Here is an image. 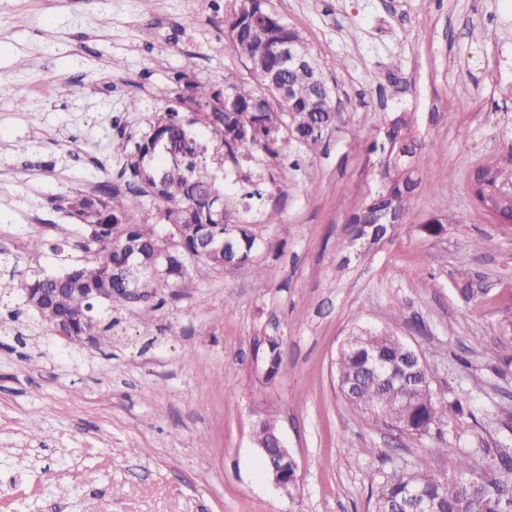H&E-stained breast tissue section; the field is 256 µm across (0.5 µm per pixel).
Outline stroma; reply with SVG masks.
I'll use <instances>...</instances> for the list:
<instances>
[{"instance_id": "1", "label": "stroma", "mask_w": 512, "mask_h": 512, "mask_svg": "<svg viewBox=\"0 0 512 512\" xmlns=\"http://www.w3.org/2000/svg\"><path fill=\"white\" fill-rule=\"evenodd\" d=\"M333 91L335 125L303 157L317 176L265 157L229 180L272 173L237 202L252 264L190 270L150 321L103 304L100 351L49 331L13 279L60 276L89 232L57 197L124 187L112 140L138 138L175 98L173 75L221 85L242 64L222 19L232 0H0V512H371L381 471L438 448L488 468L512 443V224L469 193L473 173L512 158V7L503 0H271ZM168 41L163 56L152 46ZM143 108L126 109L130 97ZM24 109H17V100ZM415 113L429 151L408 210L367 252L350 243L349 198L375 188L391 119ZM282 221L260 223L261 207ZM441 220L437 235L423 226ZM42 238L40 251L26 247ZM275 268L259 283L254 266ZM401 337L462 415L409 436L369 422L338 390L357 328ZM283 338L266 380L263 339ZM278 419L298 465L290 492L264 474L256 422Z\"/></svg>"}]
</instances>
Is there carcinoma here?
<instances>
[{
    "label": "carcinoma",
    "instance_id": "obj_1",
    "mask_svg": "<svg viewBox=\"0 0 512 512\" xmlns=\"http://www.w3.org/2000/svg\"><path fill=\"white\" fill-rule=\"evenodd\" d=\"M229 46L242 61L250 78L234 70L224 72L221 87L176 74L174 82L182 93L177 103L189 109L185 121L179 109L167 107L150 122V132L142 140L121 136L112 141V153L128 158L131 180L128 189L153 200L152 208L140 217H131L118 192L107 182L92 195L64 196L72 218L92 229V241L84 246L90 257L63 276L21 277L13 289L52 330L69 318L70 335L94 336V345L109 343L112 324L94 315L95 304L105 298L128 300L127 267L135 257L157 270L139 278L135 287L144 303L138 308L143 321L165 302L158 290L169 282L182 280L190 266L189 256L201 253L198 262L205 267H239L252 262L258 245L257 235L239 222L235 212L236 195L220 183L216 173L224 164L234 166L259 154L291 160L289 166L301 170L299 158L316 153L323 133L333 124L330 117L332 91L322 72L306 69L290 72V98L285 105L275 98L271 86L257 74L277 70L271 58L274 46L294 39L299 51L313 58L297 30L277 13L269 0H234L223 18ZM382 152L380 166L387 181L380 194L389 195L392 204L405 212L414 182L399 180V167L423 168L429 159L425 145L412 136L403 119L394 122L388 140L372 143L370 151ZM263 176H247L240 184L241 197L262 198L258 188ZM470 194L482 207L512 208V164H489V173L470 182ZM350 215L369 219V196H356L349 203ZM171 228L177 244L169 245L156 229ZM60 289L54 298L37 306L32 297L39 289ZM357 342L339 349L336 365L338 387L345 399L373 421L384 415L409 435L420 436L435 425L448 422V416L462 411L458 400H440L431 386L405 385L389 380L386 374L369 371V357L378 353L390 362H412L409 346L388 331L360 329ZM266 379L278 376L283 366L280 338L266 340L263 350ZM276 419L259 420L253 431L258 448L278 447ZM440 455L453 459L455 475L438 472L427 456L417 458L407 469L382 473L374 494L373 512H397L407 507L409 493L418 490L431 500L437 512H512V450L504 448L492 475L476 470L471 453L461 448H440Z\"/></svg>",
    "mask_w": 512,
    "mask_h": 512
}]
</instances>
